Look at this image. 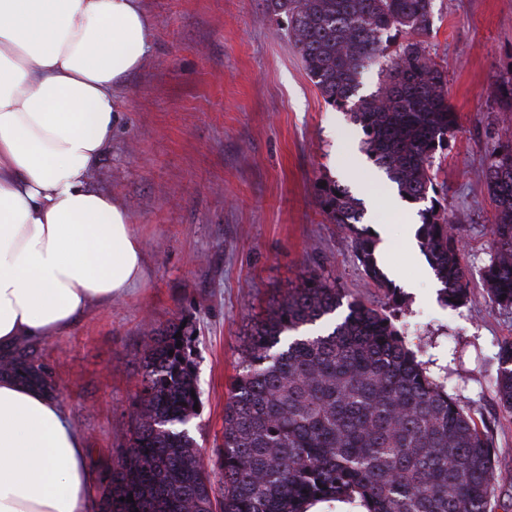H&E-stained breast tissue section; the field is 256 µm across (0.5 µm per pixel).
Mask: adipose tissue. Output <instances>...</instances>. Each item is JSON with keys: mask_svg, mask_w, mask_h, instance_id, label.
I'll list each match as a JSON object with an SVG mask.
<instances>
[{"mask_svg": "<svg viewBox=\"0 0 512 512\" xmlns=\"http://www.w3.org/2000/svg\"><path fill=\"white\" fill-rule=\"evenodd\" d=\"M142 0H0V355L66 335L145 275L130 212L93 170L146 56ZM84 435L0 375V512H91Z\"/></svg>", "mask_w": 512, "mask_h": 512, "instance_id": "obj_1", "label": "adipose tissue"}]
</instances>
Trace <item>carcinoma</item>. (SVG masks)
<instances>
[{
	"mask_svg": "<svg viewBox=\"0 0 512 512\" xmlns=\"http://www.w3.org/2000/svg\"><path fill=\"white\" fill-rule=\"evenodd\" d=\"M288 19L304 70L334 108L349 109L368 157L420 210L421 251L456 307L470 298L464 241L438 196L431 168L457 115L443 70L427 50L432 0H265ZM377 66V91L352 101ZM495 214L483 268L489 302L512 309V140L484 171ZM332 224L351 235L366 276L395 292L378 265L361 202L334 180L316 183ZM316 273L302 276L247 336L224 407L220 480L204 468L187 420L197 415L186 328L145 336L130 450L100 482L98 512H308L318 501L358 502L365 512H495V458L485 425L417 360L382 311ZM181 336H176V333ZM0 370L55 392L22 342ZM512 418V340L494 381ZM133 497V502L125 501Z\"/></svg>",
	"mask_w": 512,
	"mask_h": 512,
	"instance_id": "obj_1",
	"label": "carcinoma"
}]
</instances>
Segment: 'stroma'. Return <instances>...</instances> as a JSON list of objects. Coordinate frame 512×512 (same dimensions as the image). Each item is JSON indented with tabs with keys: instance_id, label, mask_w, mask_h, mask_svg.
I'll return each mask as SVG.
<instances>
[{
	"instance_id": "stroma-1",
	"label": "stroma",
	"mask_w": 512,
	"mask_h": 512,
	"mask_svg": "<svg viewBox=\"0 0 512 512\" xmlns=\"http://www.w3.org/2000/svg\"><path fill=\"white\" fill-rule=\"evenodd\" d=\"M149 49L124 79L120 121L100 158L98 186L131 213L146 277L95 305L67 335L36 345L63 408L102 478L129 447L139 357L148 326L183 322L201 404L190 429L208 471L223 442L224 404L246 334L304 273L384 309L428 372L482 419L499 450L496 493L512 500V419L495 392L512 310L491 307L482 280L494 209L483 172L512 137L503 82L512 77V0H433L427 38L443 67L458 128L433 170L448 189L469 271L470 299L451 308L421 250L404 243L395 188L367 157L344 110L308 78L285 20L263 0H144ZM349 188L364 225L387 232L380 267L401 305L363 272L347 232L322 214L319 179Z\"/></svg>"
}]
</instances>
